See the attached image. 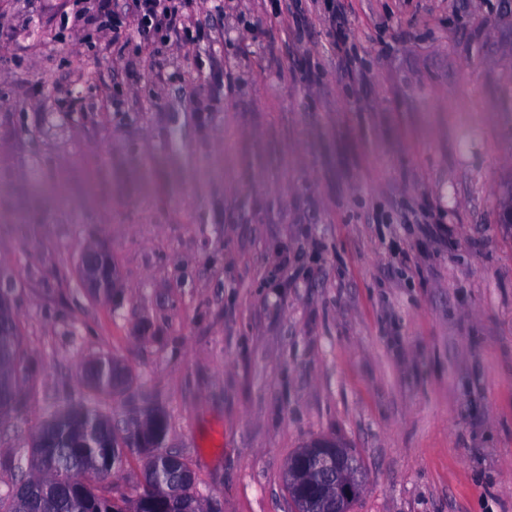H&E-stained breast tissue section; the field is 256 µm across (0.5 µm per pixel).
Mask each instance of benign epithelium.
I'll return each mask as SVG.
<instances>
[{
    "label": "benign epithelium",
    "instance_id": "7a95c632",
    "mask_svg": "<svg viewBox=\"0 0 512 512\" xmlns=\"http://www.w3.org/2000/svg\"><path fill=\"white\" fill-rule=\"evenodd\" d=\"M81 281L94 295L114 291L116 271L110 250L99 244L85 248L79 261ZM366 480L360 456L335 437L315 438L288 459L286 486L292 512L300 506L316 512H349Z\"/></svg>",
    "mask_w": 512,
    "mask_h": 512
}]
</instances>
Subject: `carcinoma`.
<instances>
[{"instance_id":"cac0c4a2","label":"carcinoma","mask_w":512,"mask_h":512,"mask_svg":"<svg viewBox=\"0 0 512 512\" xmlns=\"http://www.w3.org/2000/svg\"><path fill=\"white\" fill-rule=\"evenodd\" d=\"M85 377L94 396H110L131 387L130 373L112 378L111 358ZM36 362L21 346L18 325L0 335V416L25 405L24 388ZM143 460V479L128 494L112 483L128 456ZM194 472L184 458L162 454L150 442L139 443L112 417L85 404L47 420L32 447L31 471L10 494L5 512H212L194 492Z\"/></svg>"}]
</instances>
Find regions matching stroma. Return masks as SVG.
<instances>
[{
    "label": "stroma",
    "instance_id": "obj_1",
    "mask_svg": "<svg viewBox=\"0 0 512 512\" xmlns=\"http://www.w3.org/2000/svg\"><path fill=\"white\" fill-rule=\"evenodd\" d=\"M98 9L0 0V284L37 362L0 496L108 355L101 411L159 405L221 512H290L319 436L365 464L352 512H512V0H193L118 38ZM81 281L94 295L107 298V290L114 295L116 271L112 265L110 250L104 245L85 248L79 261ZM113 358H100L96 362L100 364V371L91 376H85V385L89 393L94 396H112V393L125 392L131 387L130 372L127 371L119 380L112 378V367L123 366Z\"/></svg>",
    "mask_w": 512,
    "mask_h": 512
}]
</instances>
